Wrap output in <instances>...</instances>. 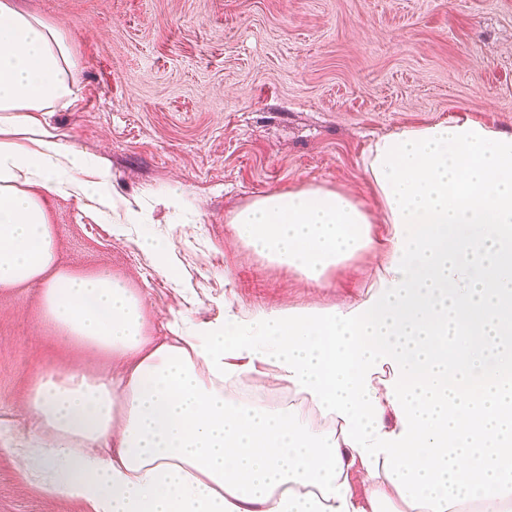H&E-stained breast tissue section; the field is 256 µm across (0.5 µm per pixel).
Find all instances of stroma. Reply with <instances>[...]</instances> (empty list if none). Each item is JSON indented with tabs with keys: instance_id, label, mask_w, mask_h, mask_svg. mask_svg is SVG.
Instances as JSON below:
<instances>
[{
	"instance_id": "obj_1",
	"label": "stroma",
	"mask_w": 512,
	"mask_h": 512,
	"mask_svg": "<svg viewBox=\"0 0 512 512\" xmlns=\"http://www.w3.org/2000/svg\"><path fill=\"white\" fill-rule=\"evenodd\" d=\"M65 36L78 99L39 113L66 149L108 168L143 221L116 231L86 200L48 198L61 267L111 272L145 299V330L181 313L208 321L225 300L250 311L340 304L371 283L363 255L324 287L257 256L230 213L300 183L372 196L373 137L460 111L512 131V0H20ZM179 201L168 197L169 191ZM160 237V272L140 236ZM41 284L0 288V417L33 419L51 368L111 369V357L43 323ZM0 512H83L47 499L0 451Z\"/></svg>"
}]
</instances>
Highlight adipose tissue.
<instances>
[{"label": "adipose tissue", "mask_w": 512, "mask_h": 512, "mask_svg": "<svg viewBox=\"0 0 512 512\" xmlns=\"http://www.w3.org/2000/svg\"><path fill=\"white\" fill-rule=\"evenodd\" d=\"M74 67L60 31L0 0V288L43 282L45 321L114 361L41 375L33 430L0 421L22 478L85 512H512V132L462 115L376 137L375 211L323 184L256 196L229 218L243 245L318 285L369 255L370 288L178 313L158 338L125 281L58 264L48 194L124 209L33 118L76 100ZM268 375L294 404L236 396Z\"/></svg>", "instance_id": "obj_1"}]
</instances>
